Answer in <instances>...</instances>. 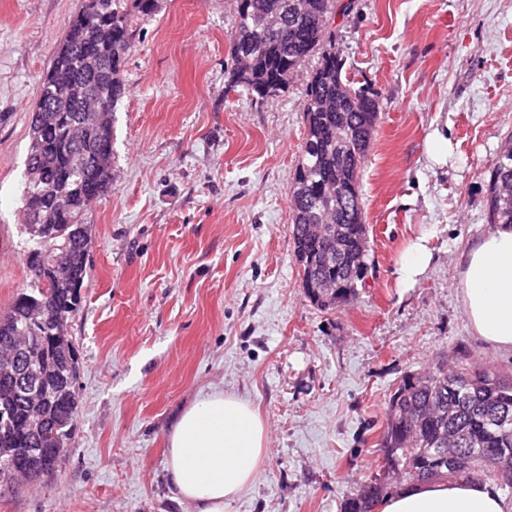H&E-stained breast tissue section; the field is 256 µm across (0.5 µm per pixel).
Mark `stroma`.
Here are the masks:
<instances>
[{
    "label": "stroma",
    "instance_id": "35a3bbf8",
    "mask_svg": "<svg viewBox=\"0 0 512 512\" xmlns=\"http://www.w3.org/2000/svg\"><path fill=\"white\" fill-rule=\"evenodd\" d=\"M83 0H0V313L29 282L20 248L30 111ZM232 0H158L137 21L114 112L112 187L90 204V276L70 452L54 478L0 489V512H184L167 434L220 388L269 428L252 490L226 512H340L377 463L384 402L409 372L464 360L512 376L476 336L462 253L487 229L489 167L512 134V0H351L347 75L379 103L360 171L371 269L349 305L309 302L288 189L319 58L275 95L225 91ZM448 141L441 162L433 133ZM432 261L398 274L407 247Z\"/></svg>",
    "mask_w": 512,
    "mask_h": 512
}]
</instances>
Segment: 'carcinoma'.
I'll use <instances>...</instances> for the list:
<instances>
[{
	"mask_svg": "<svg viewBox=\"0 0 512 512\" xmlns=\"http://www.w3.org/2000/svg\"><path fill=\"white\" fill-rule=\"evenodd\" d=\"M156 7L157 0H100L89 24L78 12L68 26L76 36L59 43L40 82L26 163L35 179L21 202L43 230L35 237L25 233L31 281L0 316V346L15 336L38 338L46 352L43 377L58 398L44 407V432L32 435L23 426L26 400L0 375V475L26 448L34 449L30 478L54 475L63 462L56 448L68 446L75 429L78 351L72 343L58 350L56 337L67 335L79 309L90 270L91 225L83 223L84 211L107 193L99 164L113 157V113H94L85 90L101 88L114 106L126 96L121 74L135 37L131 14L148 19ZM335 17L336 0H235L227 69V89L241 86L262 99L288 85L308 57L321 55L305 87L308 132L289 200L302 288L323 310L352 302L370 269L359 173L380 119L376 99L346 75L332 28ZM487 206L491 223L512 224V137L492 163ZM318 224L326 230L321 237L315 234ZM55 244L64 246V279L48 263L47 247ZM38 304L48 307L53 319L32 321ZM384 419L381 461L343 500L341 512H375L399 478L396 465L413 470L419 483L474 479L512 491V469L501 467L497 458L499 449H512L511 377L488 367L444 365L408 373L385 402ZM444 448L468 457L469 465L448 469Z\"/></svg>",
	"mask_w": 512,
	"mask_h": 512,
	"instance_id": "carcinoma-1",
	"label": "carcinoma"
}]
</instances>
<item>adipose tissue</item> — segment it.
Listing matches in <instances>:
<instances>
[{"label": "adipose tissue", "mask_w": 512, "mask_h": 512, "mask_svg": "<svg viewBox=\"0 0 512 512\" xmlns=\"http://www.w3.org/2000/svg\"><path fill=\"white\" fill-rule=\"evenodd\" d=\"M460 265L461 299L473 332L512 353V225H490ZM167 443L172 500L189 512H224L254 486L268 428L249 400L216 389L182 412ZM382 512H512V501L487 482L439 480L398 488Z\"/></svg>", "instance_id": "1"}]
</instances>
